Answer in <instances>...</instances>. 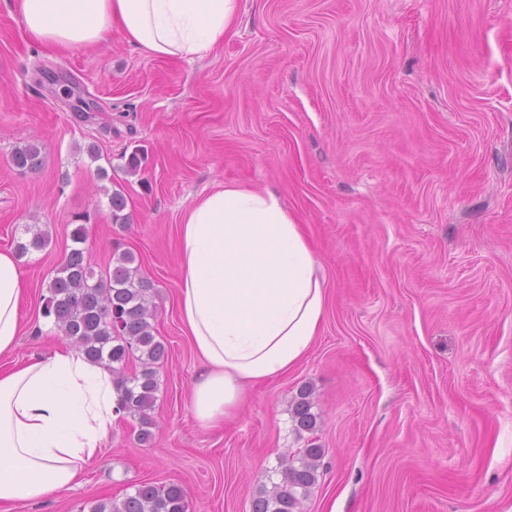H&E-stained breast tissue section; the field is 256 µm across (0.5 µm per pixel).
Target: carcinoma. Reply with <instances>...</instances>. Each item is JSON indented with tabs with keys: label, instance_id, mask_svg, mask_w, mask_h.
<instances>
[{
	"label": "carcinoma",
	"instance_id": "1",
	"mask_svg": "<svg viewBox=\"0 0 512 512\" xmlns=\"http://www.w3.org/2000/svg\"><path fill=\"white\" fill-rule=\"evenodd\" d=\"M12 164L20 170L41 165L40 150L33 144L15 149ZM126 197L120 191L110 196L112 222L124 224ZM29 239L17 243L21 254L42 250L48 235L34 225L25 226ZM71 248L48 284L49 296L43 314L54 320L63 336L94 363L112 372L118 394L117 411L138 421L137 440L153 443V412L159 391L158 369L167 359L165 344L154 334L151 297L154 284L138 274L136 257L122 252L114 257L112 271L104 277L85 260L86 229L79 224L71 231ZM294 428L313 433L318 416L312 412V389H299L291 405ZM325 449L309 444L297 456L281 461L282 479L261 489L252 501V512H295L300 500L317 484ZM88 512H188L185 489L179 484L157 486L150 482L135 486L121 499L100 498L88 502Z\"/></svg>",
	"mask_w": 512,
	"mask_h": 512
}]
</instances>
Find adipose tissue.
Instances as JSON below:
<instances>
[{"mask_svg": "<svg viewBox=\"0 0 512 512\" xmlns=\"http://www.w3.org/2000/svg\"><path fill=\"white\" fill-rule=\"evenodd\" d=\"M238 0H20L35 40L71 49L112 28L156 57L193 58L224 41ZM177 307L201 370L191 391L203 424L224 421L245 384L300 364L327 307L321 263L299 220L270 188L227 183L180 222ZM23 270L0 250V355L22 334ZM112 375L62 345L0 370V506L51 498L78 484L118 415Z\"/></svg>", "mask_w": 512, "mask_h": 512, "instance_id": "adipose-tissue-1", "label": "adipose tissue"}]
</instances>
